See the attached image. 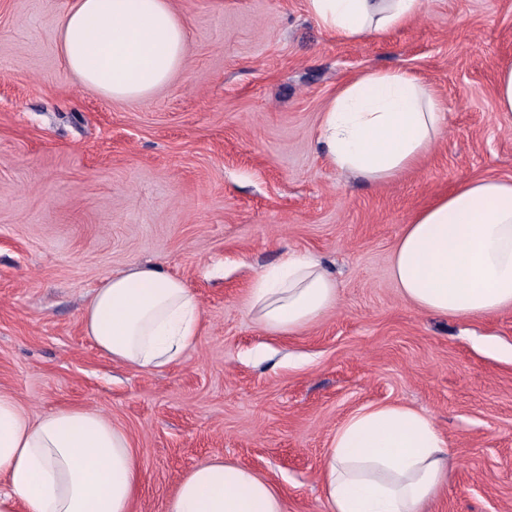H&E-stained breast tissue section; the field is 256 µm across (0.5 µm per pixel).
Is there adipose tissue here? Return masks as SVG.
<instances>
[{
	"instance_id": "ef3b65f1",
	"label": "adipose tissue",
	"mask_w": 512,
	"mask_h": 512,
	"mask_svg": "<svg viewBox=\"0 0 512 512\" xmlns=\"http://www.w3.org/2000/svg\"><path fill=\"white\" fill-rule=\"evenodd\" d=\"M424 0H307L340 40L384 34L417 18ZM59 50L82 86L115 101L146 98L185 64L186 29L170 0H73ZM446 132L434 91L402 69L367 70L329 100L318 129L328 165L372 183L413 169ZM391 277L415 308L469 319L512 308V180L459 184L416 212L394 247ZM339 304L321 260L285 253L261 270L248 310L294 335ZM86 336L112 363L154 371L194 346L201 308L184 282L134 265L106 277L84 306ZM448 440L428 413L370 404L336 430L322 469L327 512H424L448 482ZM0 512H132L143 473L128 435L101 412L63 408L31 418L0 392ZM164 512H286L270 481L214 458L192 468Z\"/></svg>"
}]
</instances>
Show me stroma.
Here are the masks:
<instances>
[{
  "mask_svg": "<svg viewBox=\"0 0 512 512\" xmlns=\"http://www.w3.org/2000/svg\"><path fill=\"white\" fill-rule=\"evenodd\" d=\"M72 0H0V391L31 415L94 408L132 440L133 512H164L194 465L220 457L327 512L319 484L337 428L399 401L449 442L448 485L425 512H512V309L435 317L398 293L394 246L414 212L459 183L512 179V0H425L381 36L342 41L305 0H172L186 62L135 102L85 89L59 51ZM401 68L429 85L447 133L420 165L377 185L332 169L316 144L342 85ZM318 257L340 302L294 336L247 310L254 276ZM192 289L194 347L142 372L84 334L94 288L132 265ZM497 111L512 112V64L502 67L496 82Z\"/></svg>",
  "mask_w": 512,
  "mask_h": 512,
  "instance_id": "1",
  "label": "stroma"
}]
</instances>
